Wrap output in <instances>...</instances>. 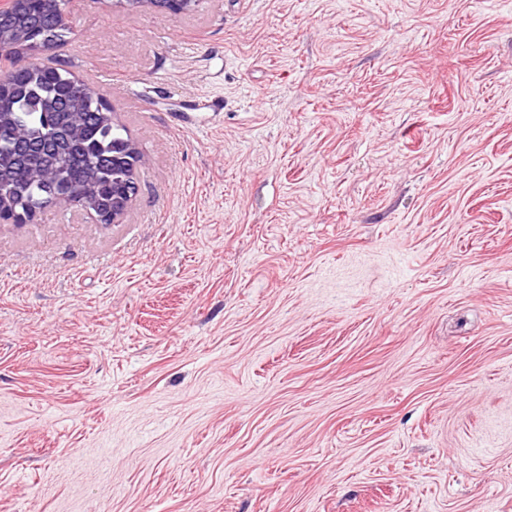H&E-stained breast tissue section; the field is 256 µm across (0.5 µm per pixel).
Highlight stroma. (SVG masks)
<instances>
[{
	"label": "stroma",
	"mask_w": 512,
	"mask_h": 512,
	"mask_svg": "<svg viewBox=\"0 0 512 512\" xmlns=\"http://www.w3.org/2000/svg\"><path fill=\"white\" fill-rule=\"evenodd\" d=\"M143 157L0 223V512H512V0H70Z\"/></svg>",
	"instance_id": "obj_1"
}]
</instances>
